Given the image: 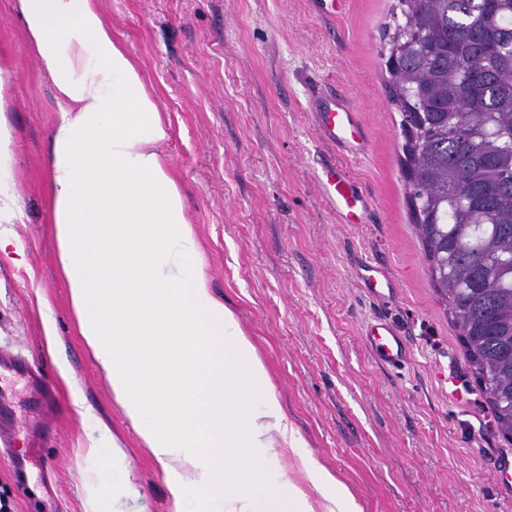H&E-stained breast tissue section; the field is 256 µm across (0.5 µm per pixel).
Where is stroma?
<instances>
[{
  "instance_id": "stroma-1",
  "label": "stroma",
  "mask_w": 512,
  "mask_h": 512,
  "mask_svg": "<svg viewBox=\"0 0 512 512\" xmlns=\"http://www.w3.org/2000/svg\"><path fill=\"white\" fill-rule=\"evenodd\" d=\"M397 0H99L171 129L162 149L202 246L212 296L254 341L304 449L359 498L364 512H512V440L464 355L435 292L400 170V114L386 91V44ZM0 118L15 137L25 221L18 254L0 258V353L25 355L59 394L35 419L16 383L5 428L54 433L33 449L19 487L0 452V493L13 512H87L88 448L116 443L128 512H173L158 463L113 401L85 346L62 276L45 192L55 118L52 83L37 71L13 0H0ZM351 100L367 149L324 142L314 114ZM344 168L367 196L362 224L342 223L316 180ZM365 262L396 283L388 302L357 281ZM392 319L412 360L379 365L364 344ZM55 352H48V342Z\"/></svg>"
}]
</instances>
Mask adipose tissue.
<instances>
[{"label":"adipose tissue","instance_id":"adipose-tissue-1","mask_svg":"<svg viewBox=\"0 0 512 512\" xmlns=\"http://www.w3.org/2000/svg\"><path fill=\"white\" fill-rule=\"evenodd\" d=\"M54 86L47 159L59 260L80 333L160 464L174 512H364L302 451L252 339L215 300L185 199L159 152L170 126L98 0H14ZM12 130L0 122V255L21 223ZM302 480L286 478L282 451ZM89 512L128 482L122 452L90 448ZM321 505H314L310 491Z\"/></svg>","mask_w":512,"mask_h":512}]
</instances>
